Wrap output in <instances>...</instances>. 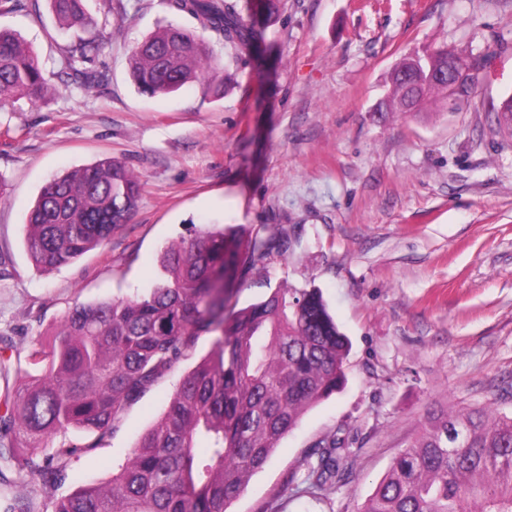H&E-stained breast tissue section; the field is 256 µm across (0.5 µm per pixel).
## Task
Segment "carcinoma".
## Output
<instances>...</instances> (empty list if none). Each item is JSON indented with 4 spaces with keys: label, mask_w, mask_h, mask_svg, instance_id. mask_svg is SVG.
Masks as SVG:
<instances>
[{
    "label": "carcinoma",
    "mask_w": 512,
    "mask_h": 512,
    "mask_svg": "<svg viewBox=\"0 0 512 512\" xmlns=\"http://www.w3.org/2000/svg\"><path fill=\"white\" fill-rule=\"evenodd\" d=\"M59 29L98 26L86 0H49ZM195 18L201 31L167 23L129 51L139 91L169 95L194 82L216 93L236 79L214 55L210 31L241 54L261 59L280 0H165ZM107 40L79 37L61 48L60 78L91 89L104 76L83 67ZM448 67V46L401 58L379 112H409L452 99L434 73ZM47 91L37 54L16 32L0 28V109ZM137 176L118 158L52 178L25 219L26 246L45 272L71 264L128 223L140 198ZM271 242L213 224L165 248V279L146 293L79 304L48 340L26 354L0 355V374L25 381L0 399V476L22 460L52 512H227L250 477L304 412L340 390L350 341L318 288H276L238 309L239 271L264 262ZM212 349L179 382L165 412L106 481L69 471L71 459L98 447L127 404L187 356L202 336ZM75 432L97 434L89 443ZM46 436L52 452L35 450ZM23 448L32 452L19 458ZM349 451L331 436L305 456L307 480L322 490L342 480ZM0 512H40L37 496H8ZM357 512H512V413L483 407L439 410L392 459Z\"/></svg>",
    "instance_id": "obj_1"
}]
</instances>
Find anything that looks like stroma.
<instances>
[{
	"mask_svg": "<svg viewBox=\"0 0 512 512\" xmlns=\"http://www.w3.org/2000/svg\"><path fill=\"white\" fill-rule=\"evenodd\" d=\"M88 5L108 39L86 63L106 77L89 93L56 76L46 0L0 16L49 75L42 101L0 110V336L27 348L76 303L160 283L169 243L240 224L291 246L243 269L233 304L319 288L352 347L344 387L304 413L229 512H355L431 412L512 411V135L496 118L512 97V0H284L264 63L216 43L238 76L219 98L203 83L150 98L129 79L136 41L195 19L164 0ZM434 44L479 65L476 95L375 112L392 66ZM110 156L142 182L131 220L74 263L38 270L25 218L42 187ZM210 348L201 337L72 470L107 480ZM332 434L350 450L347 478L305 493L303 459Z\"/></svg>",
	"mask_w": 512,
	"mask_h": 512,
	"instance_id": "1",
	"label": "stroma"
}]
</instances>
